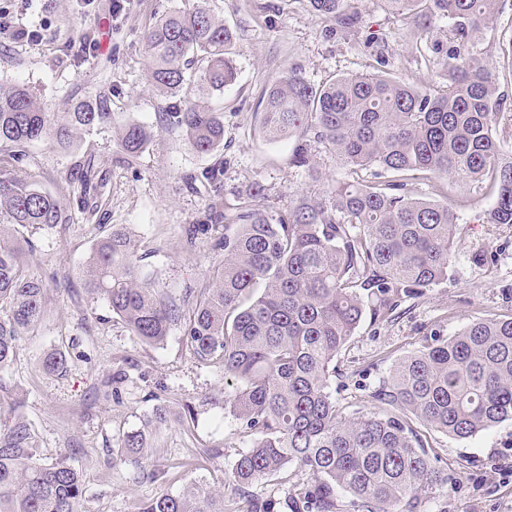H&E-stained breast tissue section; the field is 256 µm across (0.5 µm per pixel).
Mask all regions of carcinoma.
Here are the masks:
<instances>
[{
  "instance_id": "cac0c4a2",
  "label": "carcinoma",
  "mask_w": 512,
  "mask_h": 512,
  "mask_svg": "<svg viewBox=\"0 0 512 512\" xmlns=\"http://www.w3.org/2000/svg\"><path fill=\"white\" fill-rule=\"evenodd\" d=\"M159 18L145 36L149 79L171 97L183 93L198 67L206 91L184 96L166 126L210 155L224 145V113L208 90L233 86L229 55L234 29L204 0H186ZM505 0H385L411 18L417 34L448 22L444 43H431L446 73L441 85L355 74L312 85L289 68L263 96L261 128L276 142L297 135L289 164L321 178L313 148L336 154L346 178L321 196L299 195L286 210L268 204L262 184L235 202L220 194V168L203 174L213 187L206 221L234 226L224 236V264L199 289L185 313L168 303L142 273L135 245L122 229L95 244L87 261L88 292L104 299L132 335L158 344L183 325L187 347L202 361L224 363L238 387L224 406L256 434L234 463L229 497L255 482L285 479L288 466L309 481L285 499L289 512H341L338 493L364 512H425L448 483L426 434L460 439L512 421V315L475 321L446 341L436 340L399 361L371 393L388 408L346 418L336 407L330 377L336 356L365 312L383 322L403 298L447 279L456 262L457 216L448 203L455 184L491 186L488 224L512 225V105L498 93L478 48L482 29ZM313 15L348 32L362 17L354 0H309ZM112 120L105 96L81 102L62 117L41 110L23 86L0 89V144L43 138L61 149L76 135ZM148 127L127 122L118 144L126 159L152 142ZM372 173L374 180L365 179ZM420 172L439 199L417 194ZM19 226L64 224L55 195L36 182L0 173V216ZM0 229V367L40 320L44 285L29 278L16 248ZM146 434L132 431L117 458L139 465ZM30 428L18 416L0 428V512H80L85 487L62 456L34 464ZM140 512H224V492L193 484L142 505Z\"/></svg>"
}]
</instances>
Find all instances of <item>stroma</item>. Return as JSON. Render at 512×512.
<instances>
[{
	"mask_svg": "<svg viewBox=\"0 0 512 512\" xmlns=\"http://www.w3.org/2000/svg\"><path fill=\"white\" fill-rule=\"evenodd\" d=\"M181 0H0V17L39 30L41 40L0 37V86H27L43 111L61 113L104 94L111 122L83 132L62 150L43 140L0 147V172L33 177L54 193L66 224L6 225L5 235L27 274L46 289L42 317L25 333L13 360L0 368V423L20 413L35 440V458L67 456L84 485L83 512H139L163 493L198 483L223 489L255 436L224 408L236 382L223 365L199 360L181 326L160 344L129 331L105 301L84 288L94 243L127 228L143 274L188 311L210 272L224 262L225 228L215 224L187 244L185 230L203 222L213 193L204 169L224 161L226 197L261 183L272 203L288 208L297 195L322 193L344 179L335 154L317 147L323 178L308 179L289 163L296 138L268 142L258 114L265 89L290 66L315 86L346 74H386L414 84L439 81L441 67L410 20L384 0H355L363 25L331 34L307 0H207L237 31L232 47L238 78L210 101L224 113L219 156L193 152L181 129L162 127L172 97L151 88L145 34ZM499 73V92L512 103V63L499 46L512 40V9L483 31ZM129 121L156 130L138 157L125 159L119 127ZM457 262L447 280L405 299L392 321L363 319L336 359L330 388L344 414L378 411L370 397L393 366L431 337L448 339L473 321L512 314V226L485 223L491 194L454 188ZM487 252L476 265L473 253ZM54 352L63 372L45 371ZM165 422H156V414ZM145 431L142 466L113 461L124 435ZM448 484L430 512H512V421L475 437L432 436Z\"/></svg>",
	"mask_w": 512,
	"mask_h": 512,
	"instance_id": "stroma-1",
	"label": "stroma"
}]
</instances>
